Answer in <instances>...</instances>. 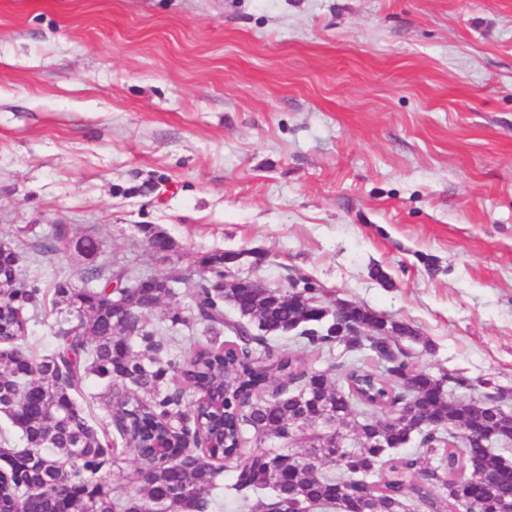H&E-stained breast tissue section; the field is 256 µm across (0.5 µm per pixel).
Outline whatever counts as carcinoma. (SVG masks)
<instances>
[{
    "mask_svg": "<svg viewBox=\"0 0 512 512\" xmlns=\"http://www.w3.org/2000/svg\"><path fill=\"white\" fill-rule=\"evenodd\" d=\"M140 230L156 253L174 250L155 225ZM65 237L55 226L39 251L58 253ZM23 261L0 241V413L25 441L0 448L13 460L0 472V512H215L218 489L241 512H501L512 498L507 482L485 481L509 469L492 449L512 444L498 429L502 396L462 398L474 384L460 373L416 370L404 340L419 334L406 323L341 301L343 318L308 328L302 318L326 305L316 283L232 285L222 251L200 258L197 277L169 278L188 285L183 306L161 275L92 264L75 285L28 278ZM114 278L131 287L112 294ZM46 306L53 349L35 356L28 327ZM161 306L162 325H150ZM290 325L301 348L342 345L352 360L314 370L293 350L273 352L270 338ZM182 328L202 335L189 351L177 350ZM90 379L104 384L119 448L78 401ZM473 427L494 439L462 442L457 431ZM414 436L417 456H392ZM267 440L302 446L253 449ZM128 452L133 488L117 499L103 473ZM226 456L235 463L223 483Z\"/></svg>",
    "mask_w": 512,
    "mask_h": 512,
    "instance_id": "cac0c4a2",
    "label": "carcinoma"
}]
</instances>
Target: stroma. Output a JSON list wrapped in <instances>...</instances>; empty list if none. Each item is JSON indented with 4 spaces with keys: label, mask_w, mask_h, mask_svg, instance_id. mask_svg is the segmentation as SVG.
<instances>
[{
    "label": "stroma",
    "mask_w": 512,
    "mask_h": 512,
    "mask_svg": "<svg viewBox=\"0 0 512 512\" xmlns=\"http://www.w3.org/2000/svg\"><path fill=\"white\" fill-rule=\"evenodd\" d=\"M56 224L104 267L312 278L512 415V0H0V240L80 282ZM140 230L145 235L149 247H152L157 254L167 256L174 250L173 241L164 233L157 231L155 225L143 224L140 225Z\"/></svg>",
    "instance_id": "stroma-1"
}]
</instances>
